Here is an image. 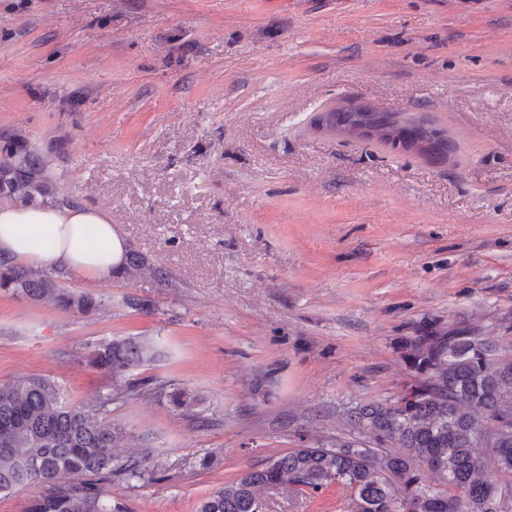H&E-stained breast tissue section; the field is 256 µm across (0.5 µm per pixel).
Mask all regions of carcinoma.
<instances>
[{"label":"carcinoma","mask_w":512,"mask_h":512,"mask_svg":"<svg viewBox=\"0 0 512 512\" xmlns=\"http://www.w3.org/2000/svg\"><path fill=\"white\" fill-rule=\"evenodd\" d=\"M318 123L351 138L444 163L453 152L448 135L427 117L406 118L364 105L341 106ZM0 198L35 202L55 195L46 156L27 141L0 133ZM148 273L162 283L169 273L129 251L120 276ZM62 271L14 266L0 260V289L34 300L48 299L65 312L90 313L95 297L64 281ZM149 340L113 339L91 356L93 366L115 379L154 359ZM401 357L412 383L393 403L372 402L347 412L350 431L361 439L302 445L251 466L203 500L197 512H263L261 489L313 491L337 485L355 512H512V356L501 354L475 330L428 324L405 338ZM174 408L196 415L198 396L167 392ZM122 428L98 413L67 403L47 378L0 384V494L42 488L27 512H116L103 500L112 475L135 477L139 451L115 459ZM489 449V455L478 452ZM435 472L453 489L424 484Z\"/></svg>","instance_id":"1"}]
</instances>
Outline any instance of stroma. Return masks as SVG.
<instances>
[{
  "instance_id": "1",
  "label": "stroma",
  "mask_w": 512,
  "mask_h": 512,
  "mask_svg": "<svg viewBox=\"0 0 512 512\" xmlns=\"http://www.w3.org/2000/svg\"><path fill=\"white\" fill-rule=\"evenodd\" d=\"M349 101L429 114L460 152L314 127ZM0 131L170 274L69 278L104 299L89 314L0 290V383L55 381L145 449L106 486L121 512H197L350 438L348 409L409 383L397 348L424 323L512 354V0H0ZM115 338L153 341L133 379L193 391L198 417L117 392L89 363ZM261 497L351 512L334 486Z\"/></svg>"
}]
</instances>
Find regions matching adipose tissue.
I'll list each match as a JSON object with an SVG mask.
<instances>
[{
  "label": "adipose tissue",
  "instance_id": "obj_1",
  "mask_svg": "<svg viewBox=\"0 0 512 512\" xmlns=\"http://www.w3.org/2000/svg\"><path fill=\"white\" fill-rule=\"evenodd\" d=\"M126 253L106 211L51 200L0 204V258L11 264L101 281L122 269Z\"/></svg>",
  "mask_w": 512,
  "mask_h": 512
}]
</instances>
